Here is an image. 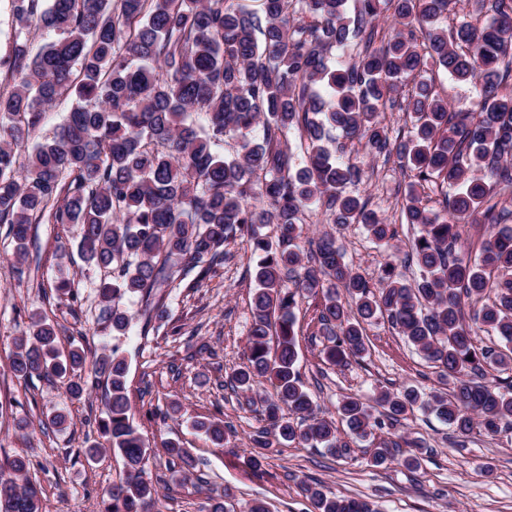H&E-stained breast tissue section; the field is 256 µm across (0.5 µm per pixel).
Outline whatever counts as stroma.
<instances>
[{"instance_id": "1", "label": "stroma", "mask_w": 512, "mask_h": 512, "mask_svg": "<svg viewBox=\"0 0 512 512\" xmlns=\"http://www.w3.org/2000/svg\"><path fill=\"white\" fill-rule=\"evenodd\" d=\"M338 146L362 170V180L350 194L368 199L371 209L397 224V250H405L414 228L398 223L408 191L397 158L367 153L358 142L332 131ZM347 260L369 282L392 250L372 243L357 224L334 229ZM79 228L74 224L34 225L23 260L12 254L7 225L0 224V460L23 456L30 474L42 488L43 512H101L102 499L124 474L121 457L113 452L100 460H86L84 450L98 442L103 389L94 373H86L85 398L70 399L64 387L40 379L16 378L9 358L16 338L28 334L36 317L58 325L62 343L85 344L91 349L119 346L129 360L128 387L133 421L151 448L147 473L161 480L164 512H207V498L229 493L235 512H247L253 500H264L271 512H308L309 502L300 482L318 483L335 495L373 503L379 512H512V432L497 436L476 434L464 446L453 445L450 431L435 416L414 410L401 423L383 424L379 437H413L426 449L418 469H407L400 448L392 461L371 462L373 439L348 442L344 457L322 448L281 447L251 467L250 437L259 425L254 414L239 407L242 395L228 379L243 356L251 323L254 289L253 264L242 245L232 246L233 257L200 287L170 289L169 316L149 319L138 300L127 301L132 317L128 335L103 333L101 304L94 287L98 273L85 271L81 262L62 258L63 249L75 248ZM74 283L75 300L58 299L55 282ZM314 298L304 299L296 316L299 368L306 388L318 405V414L333 418L346 396H367L381 390L413 386L427 392L441 388L435 372L412 346L386 322L366 328L371 345L348 365L332 366L320 356L321 340L310 337L308 322ZM179 414H172L171 404ZM66 409L67 429L44 428L46 417ZM198 417L223 420L232 433L224 447H214L196 432ZM26 419V431L14 427ZM174 439L184 444L195 467L188 481L173 479L178 467L161 443Z\"/></svg>"}]
</instances>
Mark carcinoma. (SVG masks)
Instances as JSON below:
<instances>
[{"instance_id":"1","label":"carcinoma","mask_w":512,"mask_h":512,"mask_svg":"<svg viewBox=\"0 0 512 512\" xmlns=\"http://www.w3.org/2000/svg\"><path fill=\"white\" fill-rule=\"evenodd\" d=\"M262 0V14L233 0H12L16 34L7 63L10 89L0 91V224L9 225L15 257L24 258L34 224H76L77 256L88 269L112 270L100 280L103 323L118 336L136 298L160 320L168 316L163 289L198 270L191 287L215 274L239 242L257 258L256 291L243 362L229 383L246 393L240 408L258 415L249 463L260 467L273 445L347 448L336 423L317 417L297 370L295 308L320 298L311 322L327 341L325 362L343 363L369 350L365 325L385 320L426 362L448 391L426 395L409 386L349 397L338 409L349 434L363 438L381 422L376 407L397 422L418 406L458 438L474 430L512 427V226L502 223L492 186L512 189V0H481L490 15L481 26H436L454 0ZM393 12L401 30L375 46L372 22ZM424 34L417 43L414 28ZM54 34L38 51L30 33ZM353 62L328 65L327 54L357 38ZM442 67L474 85L477 109L453 112L448 97L425 78ZM411 127L391 134L380 114L402 81ZM75 105L53 136L25 155L63 95ZM365 141L376 155L396 154L410 179L401 223L417 225L407 257L409 283L393 261L381 267L380 287L346 262L336 236L305 238L311 207L322 222L360 224L390 247L396 229L346 194L362 177L352 161L323 144L326 127ZM234 154H218L228 142ZM277 227V241L262 233ZM463 224H481L477 255L452 245ZM501 342L477 344L480 333ZM60 330L45 318L15 343L10 369L18 378L67 382L80 398L77 373L92 363L105 388L99 429L125 462L104 512H162L146 477L149 446L131 418L128 363L119 347L92 352L61 347ZM275 394L262 396L263 383ZM222 447L224 421L196 422ZM193 469L189 452L162 442ZM400 444L381 441V466ZM28 463H0V512H42ZM311 512H374L365 500L328 495L302 484Z\"/></svg>"}]
</instances>
